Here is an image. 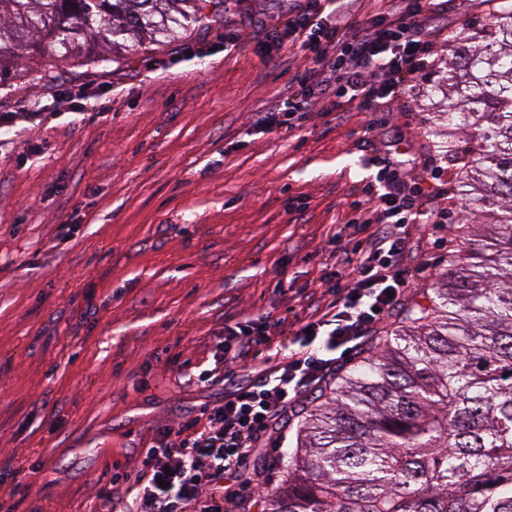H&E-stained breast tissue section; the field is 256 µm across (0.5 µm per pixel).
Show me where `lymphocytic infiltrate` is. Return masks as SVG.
<instances>
[{
  "mask_svg": "<svg viewBox=\"0 0 512 512\" xmlns=\"http://www.w3.org/2000/svg\"><path fill=\"white\" fill-rule=\"evenodd\" d=\"M352 0H302L283 35L308 52L312 66L294 79V90L271 110L257 112L255 125L280 127L305 114L311 101L325 111L358 102L389 107L427 68L432 53L428 21L442 0H377L378 11L354 34ZM373 179L352 202L356 219L339 228L336 241L358 238L339 267L320 278L330 300L293 332L295 347L255 380L225 392L222 402L202 407L160 431L138 456L134 497L128 512H234L232 490L271 422L335 369L379 325L410 288L404 261L405 227L440 224L447 211L404 202L390 175L391 162L370 158ZM279 347L270 324L246 318L224 325L214 366L197 374L204 383L229 364L246 363L253 347Z\"/></svg>",
  "mask_w": 512,
  "mask_h": 512,
  "instance_id": "lymphocytic-infiltrate-1",
  "label": "lymphocytic infiltrate"
}]
</instances>
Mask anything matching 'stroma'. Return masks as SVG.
<instances>
[{
	"instance_id": "35a3bbf8",
	"label": "stroma",
	"mask_w": 512,
	"mask_h": 512,
	"mask_svg": "<svg viewBox=\"0 0 512 512\" xmlns=\"http://www.w3.org/2000/svg\"><path fill=\"white\" fill-rule=\"evenodd\" d=\"M297 0H230L224 20L94 63L20 60L0 85V512H114L131 499V451L224 398L263 359L209 383L188 379L224 338V318L289 331L309 314L353 216L365 158L389 155L406 193L462 197V165L436 133L435 98L417 81L391 109L357 105L261 132L254 113L291 92L306 52L273 45ZM485 0H450L429 72L489 23ZM237 42L225 46L226 35ZM82 90L81 111L56 102ZM470 210L407 228L413 285L431 288L468 246ZM307 398L249 459L267 489L283 480ZM123 472L114 480V472Z\"/></svg>"
}]
</instances>
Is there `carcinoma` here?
Returning a JSON list of instances; mask_svg holds the SVG:
<instances>
[{
    "label": "carcinoma",
    "mask_w": 512,
    "mask_h": 512,
    "mask_svg": "<svg viewBox=\"0 0 512 512\" xmlns=\"http://www.w3.org/2000/svg\"><path fill=\"white\" fill-rule=\"evenodd\" d=\"M222 14L224 0H0V83L24 53L108 62ZM484 38L453 50L434 91L448 150L460 127L477 142L461 183L476 209L498 203L494 223L311 401L268 512H512V4Z\"/></svg>",
    "instance_id": "cac0c4a2"
}]
</instances>
